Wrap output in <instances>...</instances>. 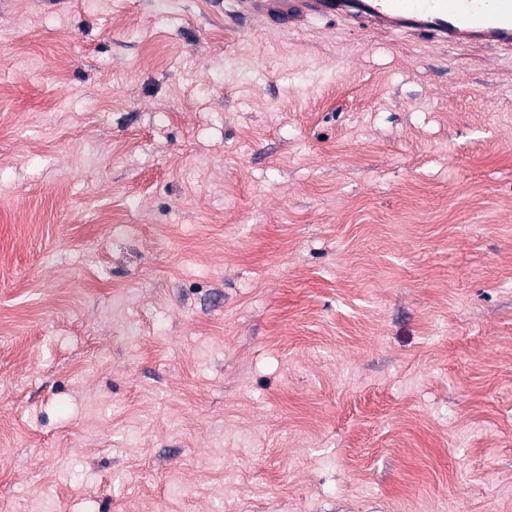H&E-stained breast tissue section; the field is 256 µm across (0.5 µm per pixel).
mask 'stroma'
<instances>
[{"label": "stroma", "mask_w": 512, "mask_h": 512, "mask_svg": "<svg viewBox=\"0 0 512 512\" xmlns=\"http://www.w3.org/2000/svg\"><path fill=\"white\" fill-rule=\"evenodd\" d=\"M0 512H512V51L237 0H0Z\"/></svg>", "instance_id": "35a3bbf8"}]
</instances>
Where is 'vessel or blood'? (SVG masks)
Instances as JSON below:
<instances>
[{
	"instance_id": "obj_1",
	"label": "vessel or blood",
	"mask_w": 512,
	"mask_h": 512,
	"mask_svg": "<svg viewBox=\"0 0 512 512\" xmlns=\"http://www.w3.org/2000/svg\"><path fill=\"white\" fill-rule=\"evenodd\" d=\"M289 18L336 17L443 42L512 46V0H291Z\"/></svg>"
}]
</instances>
